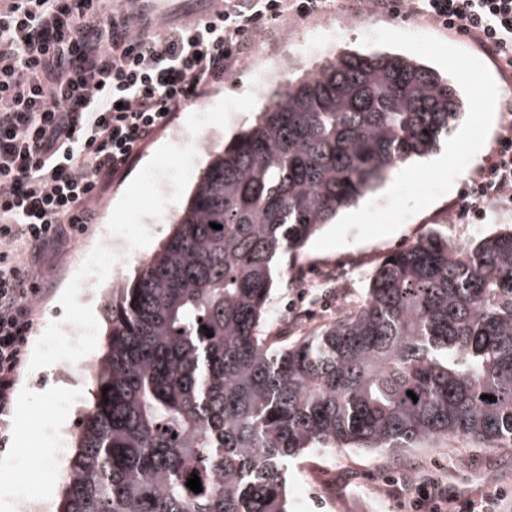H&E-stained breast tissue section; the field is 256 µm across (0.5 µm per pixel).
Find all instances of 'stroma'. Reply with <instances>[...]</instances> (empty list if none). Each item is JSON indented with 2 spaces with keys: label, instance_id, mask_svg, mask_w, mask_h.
<instances>
[{
  "label": "stroma",
  "instance_id": "stroma-1",
  "mask_svg": "<svg viewBox=\"0 0 512 512\" xmlns=\"http://www.w3.org/2000/svg\"><path fill=\"white\" fill-rule=\"evenodd\" d=\"M379 28L428 34L479 60L487 58L468 37L442 31L416 18L360 15L338 6L310 20L294 18L283 23L277 42L258 47L251 63L242 64L231 80L175 113L168 128L96 203L94 224L63 253L47 259L46 292L28 338V351L47 348L52 325L82 316L85 304L99 303L104 288L132 276L135 264L145 259L144 253L134 252L130 261L113 265L97 285L84 288L80 285L83 250L100 246L108 235L127 245L141 236L150 237L153 245L161 244L170 231L172 214L184 202L202 167L204 153L197 148V140L205 138L210 145H223L225 133L242 128L252 118L262 95L284 83V76H271L269 63L285 55L296 63L308 62L312 45L337 38L343 44L358 46L365 30ZM229 105L234 106V113H226ZM505 118L501 108L483 146L453 188L409 217L395 233L323 251L307 245L283 255L269 300L270 315L262 326L264 335L282 341L288 333L286 323L293 319L311 333L335 319L337 304H361L370 275L399 246L432 234L443 235L457 246L474 241L467 220L452 222L448 216L462 190L485 164L504 130ZM340 260L351 268L344 288L313 284V273L331 268ZM65 363L64 357H56L53 366L42 371L26 363L17 377L16 392L27 393L30 398L28 414L37 440L46 439L52 412L64 407L69 386L59 375ZM402 474L412 479L439 474L448 477L459 490L475 495L496 483L512 485V447L475 448L451 438L397 454L347 447L312 448L288 471L289 508L291 512H411L408 500L392 496L385 483L386 476Z\"/></svg>",
  "mask_w": 512,
  "mask_h": 512
}]
</instances>
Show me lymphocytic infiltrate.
Instances as JSON below:
<instances>
[{
	"instance_id": "obj_1",
	"label": "lymphocytic infiltrate",
	"mask_w": 512,
	"mask_h": 512,
	"mask_svg": "<svg viewBox=\"0 0 512 512\" xmlns=\"http://www.w3.org/2000/svg\"><path fill=\"white\" fill-rule=\"evenodd\" d=\"M330 0H224L198 22L134 33L121 0H0V446L31 335L45 253L93 223L113 179L192 99L231 77L290 18ZM467 36L512 76V0H351ZM481 223L512 207V118L461 195ZM413 512H512V486L465 497L443 477L390 479Z\"/></svg>"
}]
</instances>
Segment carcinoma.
Listing matches in <instances>:
<instances>
[{
  "label": "carcinoma",
  "mask_w": 512,
  "mask_h": 512,
  "mask_svg": "<svg viewBox=\"0 0 512 512\" xmlns=\"http://www.w3.org/2000/svg\"><path fill=\"white\" fill-rule=\"evenodd\" d=\"M292 71L208 151L158 251L105 289L53 512H289L288 465L307 448L512 446V230L420 238L354 312L279 346L262 334L276 259L436 153L468 111L447 72L405 53L346 47Z\"/></svg>",
  "instance_id": "carcinoma-1"
}]
</instances>
